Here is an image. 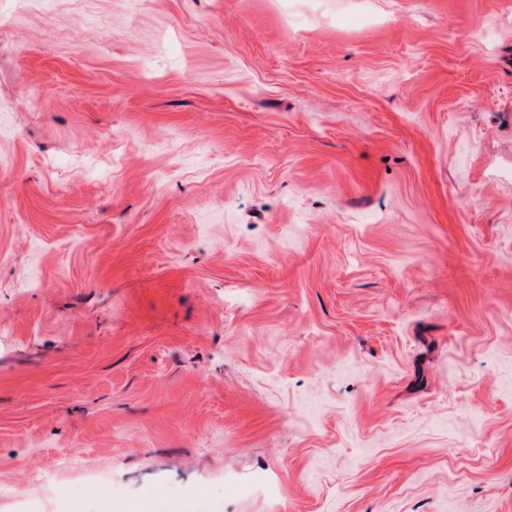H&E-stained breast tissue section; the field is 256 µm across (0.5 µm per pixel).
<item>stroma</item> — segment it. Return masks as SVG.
<instances>
[{
	"instance_id": "1",
	"label": "stroma",
	"mask_w": 512,
	"mask_h": 512,
	"mask_svg": "<svg viewBox=\"0 0 512 512\" xmlns=\"http://www.w3.org/2000/svg\"><path fill=\"white\" fill-rule=\"evenodd\" d=\"M512 512V0H0V512Z\"/></svg>"
}]
</instances>
